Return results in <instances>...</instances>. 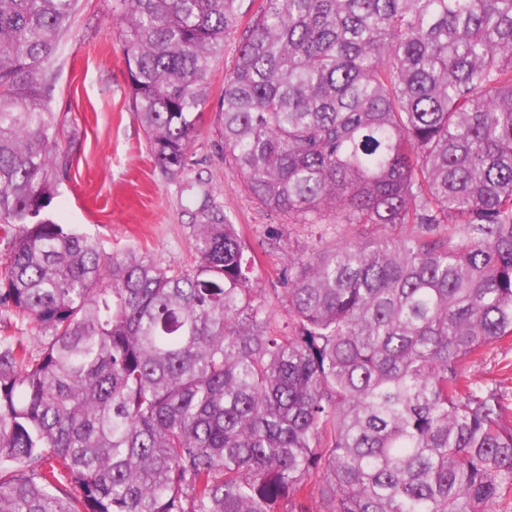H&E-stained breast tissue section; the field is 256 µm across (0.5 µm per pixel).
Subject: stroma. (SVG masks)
I'll return each mask as SVG.
<instances>
[{"label":"stroma","instance_id":"obj_1","mask_svg":"<svg viewBox=\"0 0 512 512\" xmlns=\"http://www.w3.org/2000/svg\"><path fill=\"white\" fill-rule=\"evenodd\" d=\"M112 0H79L71 25L55 54L48 109L60 143L57 184L49 208L58 223L99 240L107 253L150 256L166 270L187 269L192 204L189 192L156 167L148 138L133 110L124 41ZM239 43L231 35L208 77V105L190 148L183 179H201L213 201L236 224L256 259L260 299L276 329L288 323V266L283 250L308 253L318 243L355 240L360 227L339 224L332 213L323 224H292L245 193L224 160L215 107L224 75L234 66ZM512 338L498 342L471 367L476 380L496 385L512 399Z\"/></svg>","mask_w":512,"mask_h":512}]
</instances>
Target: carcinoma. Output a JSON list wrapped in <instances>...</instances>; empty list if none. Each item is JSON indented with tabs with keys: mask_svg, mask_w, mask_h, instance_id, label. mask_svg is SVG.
Returning <instances> with one entry per match:
<instances>
[{
	"mask_svg": "<svg viewBox=\"0 0 512 512\" xmlns=\"http://www.w3.org/2000/svg\"><path fill=\"white\" fill-rule=\"evenodd\" d=\"M155 165L182 178L241 0H114ZM77 0H0V512H512V0H261L224 158L293 224L288 334L208 183L177 272L47 215L50 70ZM512 365V338L498 342L487 354L479 358L471 366V374L476 380L496 385L509 399H512V366L511 372L502 367L506 363Z\"/></svg>",
	"mask_w": 512,
	"mask_h": 512,
	"instance_id": "1",
	"label": "carcinoma"
}]
</instances>
